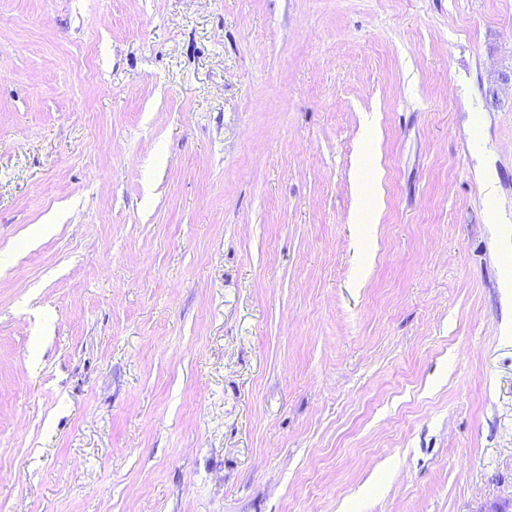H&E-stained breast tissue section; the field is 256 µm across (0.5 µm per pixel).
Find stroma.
<instances>
[{
    "label": "stroma",
    "instance_id": "obj_1",
    "mask_svg": "<svg viewBox=\"0 0 512 512\" xmlns=\"http://www.w3.org/2000/svg\"><path fill=\"white\" fill-rule=\"evenodd\" d=\"M493 208L512 0H0V512L512 505ZM376 139L371 137L365 142L364 161L362 167V197H363V214L362 218L367 217V213L371 210H380L382 208V197L378 193L377 186L382 177V170L374 159ZM374 191V194H373Z\"/></svg>",
    "mask_w": 512,
    "mask_h": 512
}]
</instances>
